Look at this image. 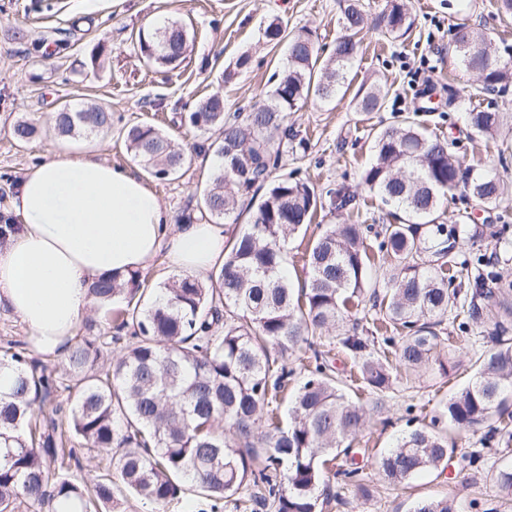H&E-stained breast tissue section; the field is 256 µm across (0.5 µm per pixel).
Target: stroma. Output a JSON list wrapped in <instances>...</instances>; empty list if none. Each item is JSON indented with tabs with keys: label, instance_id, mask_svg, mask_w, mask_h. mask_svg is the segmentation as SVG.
Segmentation results:
<instances>
[{
	"label": "stroma",
	"instance_id": "obj_1",
	"mask_svg": "<svg viewBox=\"0 0 512 512\" xmlns=\"http://www.w3.org/2000/svg\"><path fill=\"white\" fill-rule=\"evenodd\" d=\"M413 21L402 37H384L370 30L350 73L352 89L387 80L389 95L380 111H356L351 96L322 103L308 100L288 121L307 140L306 151L283 153L279 174L310 181L320 189L348 186L357 195L354 209L318 211L316 223L378 224L385 216L381 203L361 182L375 159L376 132L415 116L428 135L448 140L451 152L465 163H477L512 181V85L476 94L475 73L463 71L450 47L457 24L482 28L494 41L512 45V18H496L495 0H403ZM340 0H0V216L10 214L11 200L25 171L49 149L92 151L98 159L140 172L125 146V130L148 121L174 135L187 151L181 172L169 179L147 177L173 221L198 215L197 203L209 184V172L197 165L195 143L204 136L180 134L174 124L211 93L224 96L226 113L245 112L270 93L271 75L287 63L288 45L267 44L263 30L273 20L287 31L313 32L322 55H330L341 33ZM183 21L189 32L186 59L177 67L146 64L136 42L139 32ZM248 57L237 68L239 57ZM100 105L112 114L111 129L88 139L59 141L53 118L61 104ZM495 108L501 125L491 136L473 134L464 114L475 105ZM35 119L38 132L28 144L11 137L13 125ZM442 223L457 241L458 263L475 265L512 279V200L485 209L474 199L454 195L447 201ZM484 227L478 241L466 228ZM441 346L456 367L451 376L423 371L397 377L382 402L369 392L348 395L367 410V426L353 449H388L420 424L438 415L443 401L465 388L477 372L475 359L491 350L480 325L462 330L449 325ZM481 450L483 459L464 471H428L405 484L384 482L374 459L364 460L363 477L372 488L363 497L354 486L330 481L327 495L340 505L325 512H412L415 503L439 498L456 489L462 512H512V497L491 484L492 471L512 463V450L500 444L482 448L478 437L458 439L457 453Z\"/></svg>",
	"mask_w": 512,
	"mask_h": 512
}]
</instances>
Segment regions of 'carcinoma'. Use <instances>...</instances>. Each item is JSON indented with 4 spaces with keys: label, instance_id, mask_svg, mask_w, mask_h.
<instances>
[{
    "label": "carcinoma",
    "instance_id": "carcinoma-1",
    "mask_svg": "<svg viewBox=\"0 0 512 512\" xmlns=\"http://www.w3.org/2000/svg\"><path fill=\"white\" fill-rule=\"evenodd\" d=\"M342 33L332 54L320 59L312 35L290 37L288 66L277 74L270 101L251 111L225 115L224 97L213 93L180 122L216 139L197 145L214 151L221 165L199 200L204 216L226 220L239 200L267 187L250 214L248 229L224 244V265L202 282L190 276L163 283L160 295L145 298L141 274L104 277L91 285L99 308L116 311L115 334L82 336L70 347L65 385L42 362L27 357L19 344L0 349V373L12 377L10 392H0V512H16L18 503L51 512H114L113 487L134 492L160 510L181 495L198 499L200 512H218L223 502L240 508L237 495L275 512H318L319 488L325 483L326 457L348 455V437L364 427L363 405L347 396L335 371L314 351V368L297 388L290 422L280 426L275 413L281 394L296 371L288 354L312 347L316 333L354 318L352 329L336 337L356 368V380L374 394L389 390L393 373L437 366L448 372L449 359L438 347L448 312L466 311L469 323L493 326L495 349L479 359L475 379L444 403L431 425L417 427L380 455L384 479L405 483L424 471H442L455 448L438 423L460 434L484 433V439L512 432V424L495 417L512 399V281L496 271L480 273L465 293L449 290L453 280L448 226L440 223L441 202L458 190L484 204L512 196V186L496 174L465 168L449 147L428 138L404 118L374 138L376 161L363 183L386 205L405 217L376 231L377 250L364 243L360 224H330L305 249L308 287L295 293L280 275L281 242L299 233L319 209L341 211L355 195L343 187L317 191L291 176L272 178L288 145L297 139L288 113L313 96L336 98L361 46L365 17L359 0H345ZM385 34L395 39L410 25L400 0H387L381 17ZM453 53L464 70L477 68V57L492 66L479 73L478 92L494 91L509 81L512 54L468 25L455 28ZM140 54L159 66H177L187 55L188 34L173 21L138 37ZM389 94L373 84L356 94L360 112L380 110ZM469 127L493 135L500 113L473 108ZM112 128V113L101 107H61L54 129L62 138H79ZM37 132L33 120L14 124L19 144ZM126 143L133 157L157 179L179 173L184 151L148 122L130 126ZM428 232H421L422 227ZM371 307L370 334L357 318L365 300ZM132 341L115 364L99 370L102 350L118 344L122 332ZM68 392L70 429L58 430L52 416L38 419L41 408L58 392ZM260 435L265 457L255 450ZM77 443L96 456L116 460L114 470L88 484L69 475L80 460ZM335 475L370 494L360 468H339ZM504 495L512 496V466L491 474ZM413 512H457L450 497L421 500Z\"/></svg>",
    "mask_w": 512,
    "mask_h": 512
}]
</instances>
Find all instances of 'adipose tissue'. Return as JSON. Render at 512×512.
I'll use <instances>...</instances> for the list:
<instances>
[{
	"instance_id": "adipose-tissue-1",
	"label": "adipose tissue",
	"mask_w": 512,
	"mask_h": 512,
	"mask_svg": "<svg viewBox=\"0 0 512 512\" xmlns=\"http://www.w3.org/2000/svg\"><path fill=\"white\" fill-rule=\"evenodd\" d=\"M12 211L21 227L0 244V306L42 355H67L99 277L128 276L161 252L197 277L224 262V225L172 223L143 179L92 156L49 152L25 173Z\"/></svg>"
}]
</instances>
